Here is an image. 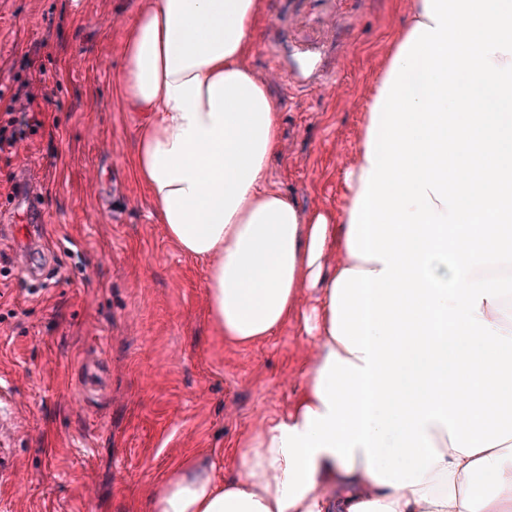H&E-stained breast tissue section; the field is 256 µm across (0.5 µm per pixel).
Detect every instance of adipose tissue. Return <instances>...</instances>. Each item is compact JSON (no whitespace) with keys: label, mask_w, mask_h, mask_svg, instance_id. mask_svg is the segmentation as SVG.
<instances>
[{"label":"adipose tissue","mask_w":512,"mask_h":512,"mask_svg":"<svg viewBox=\"0 0 512 512\" xmlns=\"http://www.w3.org/2000/svg\"><path fill=\"white\" fill-rule=\"evenodd\" d=\"M264 9L149 0L114 79L217 331L298 314L316 340L238 478L187 461L151 512H512V0H412L335 220L268 183L278 106L245 64Z\"/></svg>","instance_id":"adipose-tissue-1"}]
</instances>
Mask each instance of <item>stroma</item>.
I'll return each mask as SVG.
<instances>
[{
  "label": "stroma",
  "mask_w": 512,
  "mask_h": 512,
  "mask_svg": "<svg viewBox=\"0 0 512 512\" xmlns=\"http://www.w3.org/2000/svg\"><path fill=\"white\" fill-rule=\"evenodd\" d=\"M146 0H0V88L34 45L58 74L47 112L54 137L25 141L13 166L34 169L37 224L0 197V249L27 247L51 270L29 294L12 267L0 292V378L14 386L12 479L0 512H150L185 460L233 458L263 420L300 398L311 341L301 319L250 345L217 332L207 266L158 224L131 161L143 113L113 91L123 37ZM409 0H266L248 64L279 105L281 136L268 182L305 213L340 214L378 76ZM317 39L338 57L341 85L287 78L292 49ZM104 389L77 403L87 354Z\"/></svg>",
  "instance_id": "obj_1"
}]
</instances>
